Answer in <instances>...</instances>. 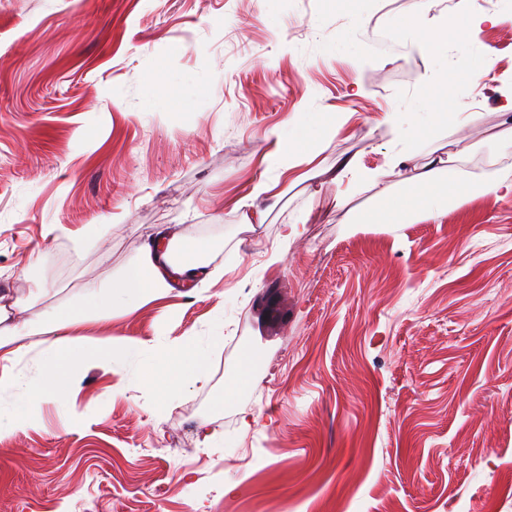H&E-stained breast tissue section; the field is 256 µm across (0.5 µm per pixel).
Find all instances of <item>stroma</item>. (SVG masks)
Returning <instances> with one entry per match:
<instances>
[{
    "instance_id": "1",
    "label": "stroma",
    "mask_w": 512,
    "mask_h": 512,
    "mask_svg": "<svg viewBox=\"0 0 512 512\" xmlns=\"http://www.w3.org/2000/svg\"><path fill=\"white\" fill-rule=\"evenodd\" d=\"M416 9L0 0V298L52 320L177 232L209 281L77 334L103 346L224 323L199 381L189 362L146 379L132 357L83 355L28 404L35 427L0 441V512H512V196L353 224L373 193L333 180L337 161L377 171L398 152L408 175L432 158L468 182L512 176V0L469 30L443 87L424 32L388 37ZM487 66L467 112L459 93ZM420 104L452 118L403 148L391 115ZM272 131L293 141L291 170ZM284 176L288 194L246 223L238 200ZM242 447L251 466H225Z\"/></svg>"
}]
</instances>
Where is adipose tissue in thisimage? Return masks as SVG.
<instances>
[{
  "mask_svg": "<svg viewBox=\"0 0 512 512\" xmlns=\"http://www.w3.org/2000/svg\"><path fill=\"white\" fill-rule=\"evenodd\" d=\"M458 25L452 30H439L427 34L426 40L432 48V65L436 70L447 71L449 49L469 48L465 34L466 22L476 20L472 0H459L457 4ZM383 172H367L361 179L374 189L379 202L377 210L357 216L360 224H413L423 219H439L474 194H512V179L501 178L474 186L455 179L442 168L426 166L415 175L406 177L407 189L396 192L393 186L383 181ZM186 242L184 236L171 234L164 247L146 244L135 277L113 286L104 296L92 295V303L102 311L116 307L135 309L143 303L171 295V282L175 278L194 277L192 265L179 261L174 256L176 248ZM20 306L0 303V437L15 434L32 426L30 416L21 413V404L34 399L38 391L21 388L20 381L12 370L13 363L27 350L25 339L33 334L45 337V349L49 359L43 369L44 384H53L59 375L70 374L69 357L85 353L92 342L76 335L75 328L81 320L79 314L65 312L49 323H32L19 320ZM223 323H215L208 335L193 336L180 342H163L157 339L138 340L127 337L111 338L110 343L134 357L143 377H150L154 365L167 361L178 363L186 353H194L196 361H204L212 346L221 338Z\"/></svg>",
  "mask_w": 512,
  "mask_h": 512,
  "instance_id": "1",
  "label": "adipose tissue"
}]
</instances>
